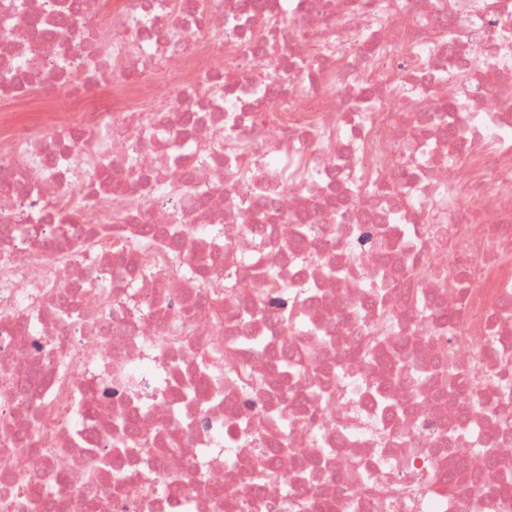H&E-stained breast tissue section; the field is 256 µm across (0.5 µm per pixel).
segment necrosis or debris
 Segmentation results:
<instances>
[{"label": "necrosis or debris", "instance_id": "obj_1", "mask_svg": "<svg viewBox=\"0 0 512 512\" xmlns=\"http://www.w3.org/2000/svg\"><path fill=\"white\" fill-rule=\"evenodd\" d=\"M510 483L512 0H0V512Z\"/></svg>", "mask_w": 512, "mask_h": 512}]
</instances>
